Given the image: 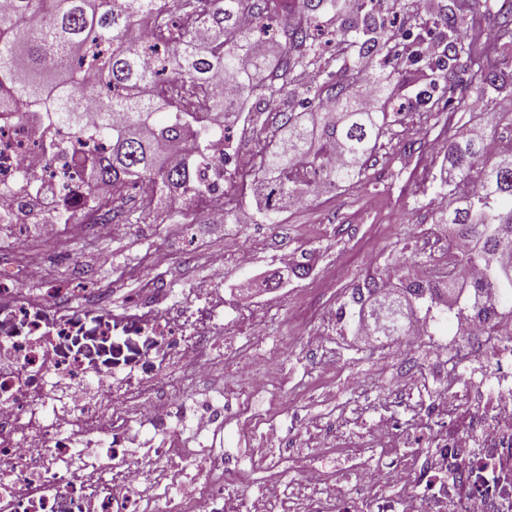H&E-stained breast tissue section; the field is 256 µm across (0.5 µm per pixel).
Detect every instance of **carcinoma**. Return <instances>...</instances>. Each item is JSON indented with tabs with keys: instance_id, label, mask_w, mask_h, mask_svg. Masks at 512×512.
Returning <instances> with one entry per match:
<instances>
[{
	"instance_id": "carcinoma-1",
	"label": "carcinoma",
	"mask_w": 512,
	"mask_h": 512,
	"mask_svg": "<svg viewBox=\"0 0 512 512\" xmlns=\"http://www.w3.org/2000/svg\"><path fill=\"white\" fill-rule=\"evenodd\" d=\"M0 8V111L39 114L41 123L67 131L76 162L89 191L112 188V200L139 181L163 194L187 196L208 207L210 188L198 177L210 163L205 152L209 137L224 128V117L235 118L227 101L209 99L214 83L230 78L264 98L284 91L297 68L313 65L316 56L310 28L319 13L336 10L341 0H281L279 7L296 16L282 26L279 38L262 41L271 20V0H183L181 23L171 24L161 0H4ZM383 0H354L353 20L342 31L354 38L362 66L343 65L341 78L322 101H301L310 124L299 114H281L284 136L261 141L256 156L268 177L262 183V204L256 223L275 222L283 203L294 196L319 192L336 183L360 180L365 164L376 151L383 129L401 113L368 112L351 92L370 80L378 96L391 101L389 88L398 80L399 64L385 55L374 58L397 32L384 30L370 14ZM470 4L448 6L441 18L448 40L444 55L432 63L439 78L448 81L456 63L471 54L464 40ZM504 42L512 50V16H499ZM384 31L378 43L370 37ZM95 68L99 85L94 94L80 77L83 65ZM512 84L509 75L488 59L472 71L468 85L501 91ZM94 106L100 113L97 128L88 131L82 114ZM118 112L120 125L110 121ZM487 131L457 133L448 140V210L441 221L455 228L454 238L470 243L456 259L457 275L432 282L404 272L385 297L370 278L353 289L352 302L369 306L376 335L407 336L410 304L430 300L425 314L440 319L438 309L448 290L462 284L483 288L492 295L512 293V285L496 279L506 266L502 255L512 252V147L488 150ZM103 140L104 153L81 150L85 140ZM484 271L478 283L468 281L471 266Z\"/></svg>"
}]
</instances>
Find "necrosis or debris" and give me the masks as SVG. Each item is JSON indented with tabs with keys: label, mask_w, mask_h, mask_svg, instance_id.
Returning a JSON list of instances; mask_svg holds the SVG:
<instances>
[{
	"label": "necrosis or debris",
	"mask_w": 512,
	"mask_h": 512,
	"mask_svg": "<svg viewBox=\"0 0 512 512\" xmlns=\"http://www.w3.org/2000/svg\"><path fill=\"white\" fill-rule=\"evenodd\" d=\"M33 122L0 116V239L73 209L98 215L103 187L88 193L68 147L42 146ZM39 264L21 262L12 286L0 284V512H186L170 488L192 459L221 473L203 512H512V299L485 297L465 310L468 340L441 337L434 321L412 348L432 351L433 377L417 376L414 402L385 397L374 379L347 375L351 410L319 433L347 466L352 488L336 490L335 470L308 465L287 478L285 460L229 464L215 448L173 443L174 421L192 416L196 437L221 429L222 410L187 408L167 378L172 363L211 366L208 330L222 304L205 288L169 307L149 282L121 312L107 294L81 306L64 294L34 295ZM367 404L371 424L350 428ZM160 435L147 453L132 447L134 425ZM261 474L253 499L240 487Z\"/></svg>",
	"instance_id": "necrosis-or-debris-1"
}]
</instances>
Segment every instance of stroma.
Here are the masks:
<instances>
[{
  "label": "stroma",
  "instance_id": "1",
  "mask_svg": "<svg viewBox=\"0 0 512 512\" xmlns=\"http://www.w3.org/2000/svg\"><path fill=\"white\" fill-rule=\"evenodd\" d=\"M451 2L390 0L389 14L401 33L392 44L393 57H407L423 39L442 42L440 18ZM500 2H478L468 28L477 51L490 52L496 46ZM358 61L357 49L344 50L336 42L324 46L315 66L296 70L287 92L269 101L264 127L251 123L234 127L243 158L251 157L258 134L276 133L282 113L298 111L300 98L325 93L324 79L313 82L314 72L334 75L342 64ZM402 75L406 85L400 95L409 106L401 121L384 131L380 148L356 185L325 189L313 195L306 207L281 214L277 223L247 226L176 223L171 212H192L194 202L165 194L157 198L159 222L138 224L131 216L140 211L142 198L129 193L115 204L122 226L118 236L75 237L65 230L47 244L30 227L21 234L22 247L0 243V270L11 267L17 250L25 249L48 259L39 283L43 290L64 288L87 303L102 289L111 293L117 309L150 280L176 298L193 288L212 289L223 299L225 315L211 336V371L195 377L178 363L168 369L180 380L188 403L216 396L242 398L238 414L209 436L208 444L223 448L225 460L248 461L258 440L246 426L261 415L279 423L285 447L294 451V468L311 463L335 467V460L315 447L310 432L335 424L347 392L341 374L322 368L311 337H325L347 372L377 374L386 391L404 398L413 380L391 364L376 365L373 350L353 339L356 313L344 312L343 306L359 281L381 276L395 257L423 262L447 251L448 228L441 224L440 210L433 203L447 190L441 179L443 158L432 150L431 141L448 140L459 128L476 125L494 128L499 142H512V126L492 120L501 96L489 90L476 98L463 85L467 72L457 71L461 85L455 92L433 88L425 105L417 103L416 95L431 88L433 74L427 61L405 66ZM243 247L251 251L252 262L242 268L229 257ZM284 247L296 253L307 275L282 271L276 254ZM214 255L227 258L223 276H216L210 267ZM253 318L263 325L256 336L249 325ZM269 350L277 352L281 361L279 398L241 397L240 366L260 361Z\"/></svg>",
  "mask_w": 512,
  "mask_h": 512
}]
</instances>
